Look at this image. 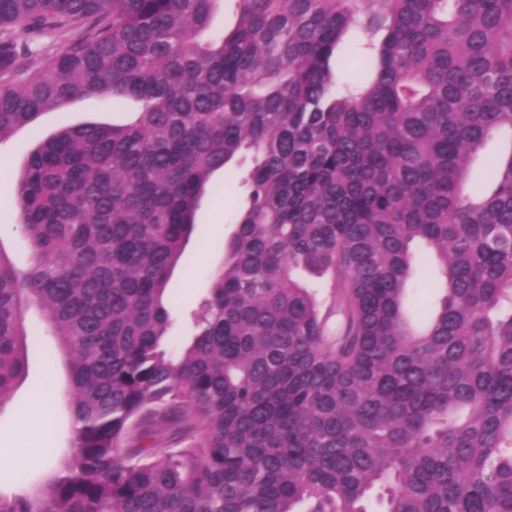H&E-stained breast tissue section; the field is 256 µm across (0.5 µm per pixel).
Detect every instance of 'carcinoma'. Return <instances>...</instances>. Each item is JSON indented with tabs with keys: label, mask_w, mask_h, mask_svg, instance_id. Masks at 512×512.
I'll list each match as a JSON object with an SVG mask.
<instances>
[{
	"label": "carcinoma",
	"mask_w": 512,
	"mask_h": 512,
	"mask_svg": "<svg viewBox=\"0 0 512 512\" xmlns=\"http://www.w3.org/2000/svg\"><path fill=\"white\" fill-rule=\"evenodd\" d=\"M0 28L71 33L36 62L0 34V140L134 106L23 166L0 399L35 308L71 441L42 482L1 477L0 512H512V0H0ZM217 173L244 202L174 357L168 282ZM302 273L334 280L327 312ZM416 288L443 290L422 322Z\"/></svg>",
	"instance_id": "1"
}]
</instances>
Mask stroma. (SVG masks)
<instances>
[{
	"label": "stroma",
	"instance_id": "1",
	"mask_svg": "<svg viewBox=\"0 0 512 512\" xmlns=\"http://www.w3.org/2000/svg\"><path fill=\"white\" fill-rule=\"evenodd\" d=\"M129 117L128 107L102 103L96 106L73 102L45 112L31 126L0 141V246L18 266H26L31 254L26 239L15 230L9 218L16 207L18 180L24 163L39 140L58 130L88 120L120 124ZM241 199L240 193L205 200L201 214V236L191 237L185 253L172 272L169 291L177 300L172 312L169 349L180 354L191 339L188 311L200 299L223 254L220 244L231 233L230 217ZM30 333L40 336L39 349L28 354V371L10 394L0 399V447L14 449L27 457V469L42 475L68 448V415L62 400L66 384L63 357L54 338L44 333L39 311L27 317ZM49 388L51 399L43 402L35 394Z\"/></svg>",
	"mask_w": 512,
	"mask_h": 512
}]
</instances>
